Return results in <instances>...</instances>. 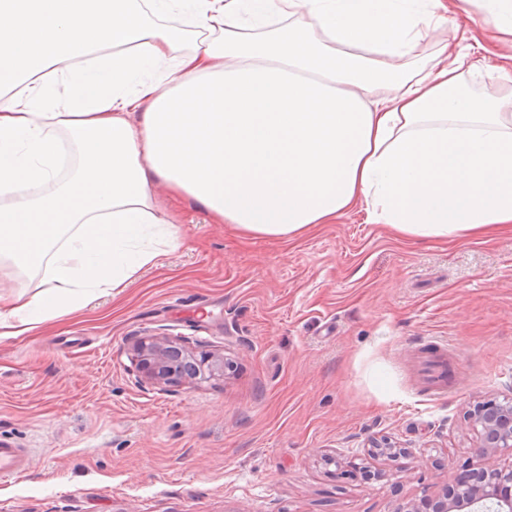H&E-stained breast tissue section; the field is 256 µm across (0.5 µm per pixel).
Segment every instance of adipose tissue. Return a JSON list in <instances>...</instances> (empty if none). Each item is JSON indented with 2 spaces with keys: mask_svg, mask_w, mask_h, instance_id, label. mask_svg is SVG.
Masks as SVG:
<instances>
[{
  "mask_svg": "<svg viewBox=\"0 0 512 512\" xmlns=\"http://www.w3.org/2000/svg\"><path fill=\"white\" fill-rule=\"evenodd\" d=\"M400 2L0 0V268L51 270L34 295L0 294V339L122 291L158 257L138 246L150 229L179 246L159 185L245 237L358 207L414 239L511 225L512 99L470 92L463 51L399 69L447 10ZM246 14L282 24L254 33Z\"/></svg>",
  "mask_w": 512,
  "mask_h": 512,
  "instance_id": "obj_1",
  "label": "adipose tissue"
}]
</instances>
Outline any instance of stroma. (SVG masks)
<instances>
[{"mask_svg":"<svg viewBox=\"0 0 512 512\" xmlns=\"http://www.w3.org/2000/svg\"><path fill=\"white\" fill-rule=\"evenodd\" d=\"M487 14L448 0L401 66L476 52ZM173 210L181 245L121 293L0 339V437L33 455L0 482V512H393L470 461L469 406L512 392V229L419 241L353 210L279 241L238 237L190 199ZM146 334L237 369L151 387L128 354ZM430 348L448 355L440 396L414 366ZM373 437L399 454H370Z\"/></svg>","mask_w":512,"mask_h":512,"instance_id":"1","label":"stroma"}]
</instances>
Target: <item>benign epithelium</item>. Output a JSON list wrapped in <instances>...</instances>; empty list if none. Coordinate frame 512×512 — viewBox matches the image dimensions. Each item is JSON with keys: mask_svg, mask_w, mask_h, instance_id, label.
<instances>
[{"mask_svg": "<svg viewBox=\"0 0 512 512\" xmlns=\"http://www.w3.org/2000/svg\"><path fill=\"white\" fill-rule=\"evenodd\" d=\"M140 379L161 390L191 380L221 379L234 361L221 353L195 354L167 335L143 336L130 346ZM479 446L464 472L450 467L442 491L417 503H401L395 512H512V394L478 401L469 413Z\"/></svg>", "mask_w": 512, "mask_h": 512, "instance_id": "obj_1", "label": "benign epithelium"}]
</instances>
